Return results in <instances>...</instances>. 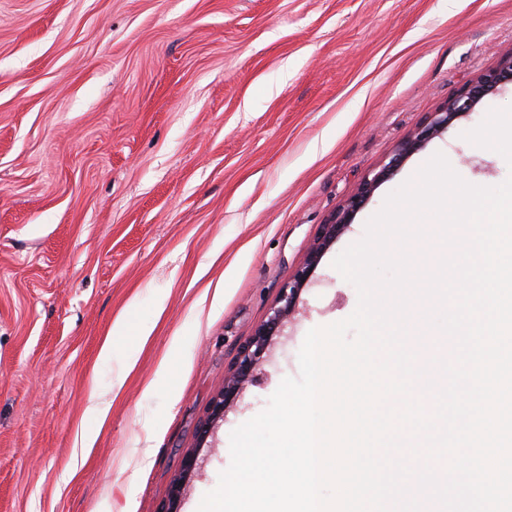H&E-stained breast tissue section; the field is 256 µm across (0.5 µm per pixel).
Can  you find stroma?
I'll list each match as a JSON object with an SVG mask.
<instances>
[{
  "label": "stroma",
  "mask_w": 512,
  "mask_h": 512,
  "mask_svg": "<svg viewBox=\"0 0 512 512\" xmlns=\"http://www.w3.org/2000/svg\"><path fill=\"white\" fill-rule=\"evenodd\" d=\"M510 54L512 0H0V512H160L189 452L177 510L197 512L307 332L354 312L332 262L386 195L439 151L472 184L512 175L462 137L509 82L374 190L199 441L322 224Z\"/></svg>",
  "instance_id": "1"
}]
</instances>
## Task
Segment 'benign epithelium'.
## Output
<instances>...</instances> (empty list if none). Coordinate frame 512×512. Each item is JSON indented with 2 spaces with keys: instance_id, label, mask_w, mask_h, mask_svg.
Instances as JSON below:
<instances>
[{
  "instance_id": "7a95c632",
  "label": "benign epithelium",
  "mask_w": 512,
  "mask_h": 512,
  "mask_svg": "<svg viewBox=\"0 0 512 512\" xmlns=\"http://www.w3.org/2000/svg\"><path fill=\"white\" fill-rule=\"evenodd\" d=\"M508 81H512V54L503 59L497 67L482 73L476 80L466 84L454 98L448 100L442 107L429 113L424 123L417 127L399 146L398 150L389 157V161L371 170L360 182L357 191L347 204L336 211L326 224L322 225L321 237L310 249L305 265L297 270L293 278L280 289L276 305L271 308L265 323L239 348L228 375L224 377V387L210 404L207 418L200 428V436H206L211 425L224 419L226 408L239 391L255 377L256 370L266 353L269 340L276 335L278 329L295 311L300 288L319 262L326 243L336 238V235L351 223L356 210L367 200L377 185L394 173L407 154L417 149L439 131L448 128L457 116L472 111L483 97ZM194 469V456H186L181 471L173 479L170 502L177 501L187 474Z\"/></svg>"
}]
</instances>
